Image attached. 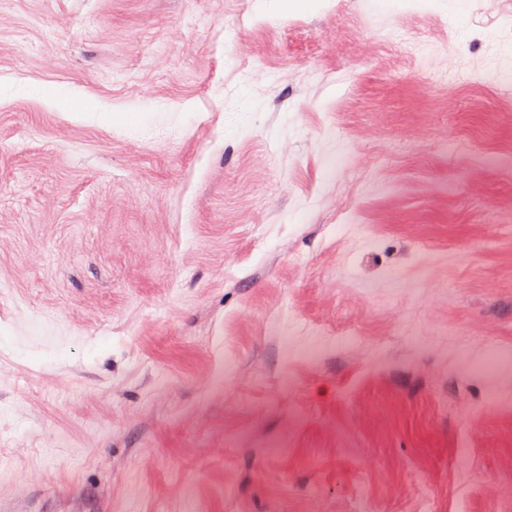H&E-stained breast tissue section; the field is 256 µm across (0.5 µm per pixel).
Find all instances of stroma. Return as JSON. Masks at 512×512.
I'll return each mask as SVG.
<instances>
[{
  "label": "stroma",
  "mask_w": 512,
  "mask_h": 512,
  "mask_svg": "<svg viewBox=\"0 0 512 512\" xmlns=\"http://www.w3.org/2000/svg\"><path fill=\"white\" fill-rule=\"evenodd\" d=\"M505 78L512 0H0V512H512Z\"/></svg>",
  "instance_id": "stroma-1"
}]
</instances>
